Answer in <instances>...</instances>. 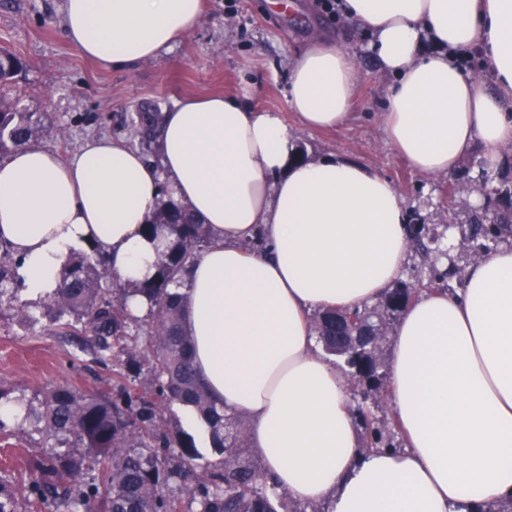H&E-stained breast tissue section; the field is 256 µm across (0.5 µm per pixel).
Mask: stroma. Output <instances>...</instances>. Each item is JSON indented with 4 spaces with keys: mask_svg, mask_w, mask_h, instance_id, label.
<instances>
[{
    "mask_svg": "<svg viewBox=\"0 0 512 512\" xmlns=\"http://www.w3.org/2000/svg\"><path fill=\"white\" fill-rule=\"evenodd\" d=\"M284 13L270 0H236L227 15L224 0H207L202 25L160 58L131 68H112L87 59L66 38L62 0H0V48L24 64L15 89L31 111L41 113L39 145L70 158L87 138L108 136L133 142L131 119L140 112L167 110L185 96L224 94L258 110L279 112L308 158L353 157L386 176L400 192L411 222L426 225L440 246L466 269L458 248L459 225L482 190L459 174L429 176L413 170L387 145L378 115L389 78L362 57L354 119L336 130L300 127L287 103L288 62L320 34L358 48L367 35L358 24L329 17L319 0H294ZM28 303L24 292L0 296V389L39 401L46 387L70 385L82 392L104 389L112 372L99 364L93 338L82 331L61 334L42 312L46 300L30 303L36 323L15 310ZM41 450L18 432L0 441L5 480L22 487L29 458Z\"/></svg>",
    "mask_w": 512,
    "mask_h": 512,
    "instance_id": "1",
    "label": "stroma"
}]
</instances>
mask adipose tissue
Instances as JSON below:
<instances>
[{"label":"adipose tissue","instance_id":"ef3b65f1","mask_svg":"<svg viewBox=\"0 0 512 512\" xmlns=\"http://www.w3.org/2000/svg\"><path fill=\"white\" fill-rule=\"evenodd\" d=\"M391 77L382 131L415 170L495 177L512 163V0H340ZM203 0H63L66 36L102 64L155 59L195 31ZM468 50L486 79L465 71ZM357 52L320 37L289 65L290 109L308 128L344 126ZM159 163L105 137L61 160L30 144L0 160V241L29 298L57 287L73 251L104 250L122 279L151 280L163 195L213 238L179 292L201 383L244 418L264 473L331 512H472L512 498V247L473 263L463 287L403 311L388 389L404 450L360 453L345 376L322 353L313 311L379 301L409 251L392 182L341 155L304 160L279 113L236 98H185L159 120Z\"/></svg>","mask_w":512,"mask_h":512}]
</instances>
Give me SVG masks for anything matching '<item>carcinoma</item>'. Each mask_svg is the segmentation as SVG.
<instances>
[{
	"mask_svg": "<svg viewBox=\"0 0 512 512\" xmlns=\"http://www.w3.org/2000/svg\"><path fill=\"white\" fill-rule=\"evenodd\" d=\"M22 65L0 50V158L38 139L42 117L12 97ZM134 137L150 149L158 133L156 113L132 119ZM497 198L509 205L473 212L462 232L461 245L476 259L490 252L497 239L512 235V189ZM167 232L168 244L158 255L155 277L143 283L125 281L112 288L109 259L100 249L76 251L63 264L61 281L49 295L54 323L79 328L96 337L99 362H112V386L98 393L54 386L46 389L41 408L19 397L24 410L16 426L32 441L55 452L34 457L26 495L0 482V512H278L281 493L259 464L246 457L243 421L217 409L200 382L191 359L192 339L183 326L182 298L171 292L192 263L210 246L206 225L182 205L167 200L145 224L151 235ZM19 261L0 243V295L17 290ZM425 284L399 283L381 306L354 309L386 336L390 321L402 312ZM146 300L141 319L127 307L128 299ZM314 329L328 354L336 345V313L314 317ZM380 362L355 354L346 369L347 381L360 398L359 423L366 431L367 450L393 448L391 429L374 416L372 401L387 396V375ZM193 410L206 426L215 461L203 459L195 436L173 422V406ZM176 448V457L171 449ZM98 466V481L84 479Z\"/></svg>",
	"mask_w": 512,
	"mask_h": 512,
	"instance_id": "cac0c4a2",
	"label": "carcinoma"
}]
</instances>
